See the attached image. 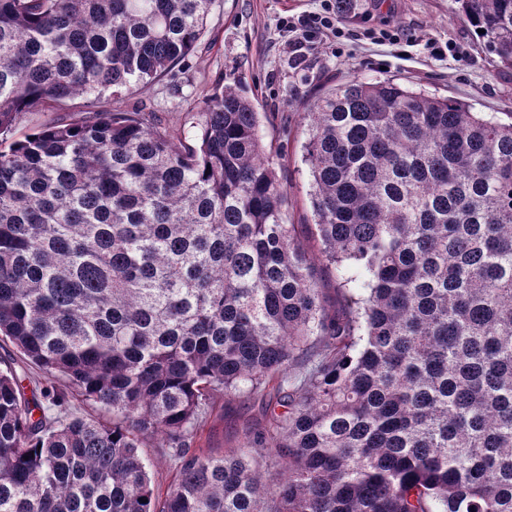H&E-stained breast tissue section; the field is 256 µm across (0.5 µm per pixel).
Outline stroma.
Here are the masks:
<instances>
[{
  "label": "stroma",
  "mask_w": 512,
  "mask_h": 512,
  "mask_svg": "<svg viewBox=\"0 0 512 512\" xmlns=\"http://www.w3.org/2000/svg\"><path fill=\"white\" fill-rule=\"evenodd\" d=\"M345 10L349 33L336 44H307L290 53L279 32L283 20L318 10L319 0H215L204 35L173 75L143 91L102 97V106L145 112L173 126L191 128L195 112L216 85L235 84L286 129L289 144L277 171L288 191L287 220L300 225L310 256H318L309 198L310 177L302 161L306 140L304 111L326 83L351 79L376 82L396 79L428 93L457 98L477 112L512 121V71L480 44L473 28L456 13L455 0H356ZM371 28H389L400 45H376L355 39L359 16ZM454 42L459 56H431L434 42ZM250 419L264 423L259 408L227 397L204 431L207 447L221 453L238 447L240 426Z\"/></svg>",
  "instance_id": "obj_1"
}]
</instances>
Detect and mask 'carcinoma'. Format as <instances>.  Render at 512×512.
I'll return each instance as SVG.
<instances>
[{
  "instance_id": "obj_1",
  "label": "carcinoma",
  "mask_w": 512,
  "mask_h": 512,
  "mask_svg": "<svg viewBox=\"0 0 512 512\" xmlns=\"http://www.w3.org/2000/svg\"><path fill=\"white\" fill-rule=\"evenodd\" d=\"M214 2L0 0V340L63 382L51 405L112 414L48 415L0 369V512H512V122L320 89L302 160L332 312L243 91L191 136L98 109L172 73ZM455 2L512 69V0ZM223 396L266 424L193 447ZM54 119L62 122L68 119L67 112H29L27 113L18 128V134L23 135L25 133H31L40 125L46 121ZM147 464L155 486H159L162 490L167 489L175 474L170 456L152 450Z\"/></svg>"
}]
</instances>
